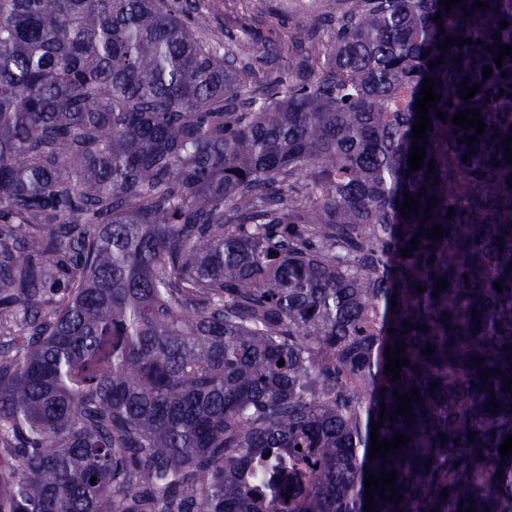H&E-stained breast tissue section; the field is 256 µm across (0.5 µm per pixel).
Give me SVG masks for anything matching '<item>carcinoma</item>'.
<instances>
[{"mask_svg": "<svg viewBox=\"0 0 512 512\" xmlns=\"http://www.w3.org/2000/svg\"><path fill=\"white\" fill-rule=\"evenodd\" d=\"M473 2L330 0L290 83L202 39L223 0H0V512H366L383 470L380 512H512V0Z\"/></svg>", "mask_w": 512, "mask_h": 512, "instance_id": "carcinoma-1", "label": "carcinoma"}]
</instances>
